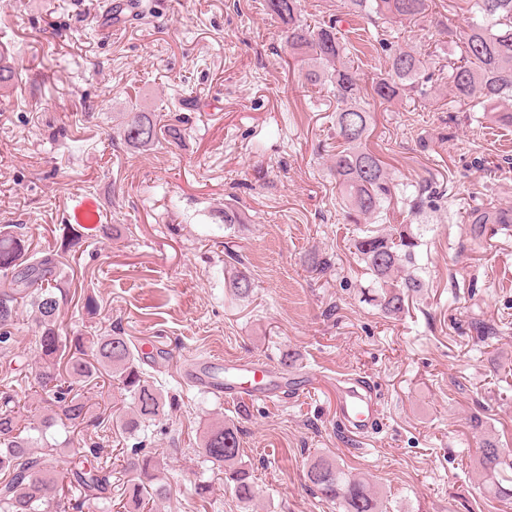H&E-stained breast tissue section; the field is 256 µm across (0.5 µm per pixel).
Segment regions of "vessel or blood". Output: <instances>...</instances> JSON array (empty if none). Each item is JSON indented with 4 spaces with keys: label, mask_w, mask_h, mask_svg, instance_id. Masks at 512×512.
Listing matches in <instances>:
<instances>
[{
    "label": "vessel or blood",
    "mask_w": 512,
    "mask_h": 512,
    "mask_svg": "<svg viewBox=\"0 0 512 512\" xmlns=\"http://www.w3.org/2000/svg\"><path fill=\"white\" fill-rule=\"evenodd\" d=\"M181 374L195 386L221 394L237 395L247 393L252 397L266 400L278 395L284 389L276 377L265 374L262 363L249 359L240 361L234 375H226L224 360L218 355L184 360ZM377 412L375 402L356 387L340 384L336 387V416L350 431L365 433Z\"/></svg>",
    "instance_id": "vessel-or-blood-1"
}]
</instances>
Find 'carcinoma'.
I'll return each mask as SVG.
<instances>
[{"label": "carcinoma", "instance_id": "carcinoma-1", "mask_svg": "<svg viewBox=\"0 0 512 512\" xmlns=\"http://www.w3.org/2000/svg\"><path fill=\"white\" fill-rule=\"evenodd\" d=\"M432 0H344L348 13L377 17L393 25L429 16ZM470 14L464 32V56L460 64L448 67V85L460 104L512 102V0H466ZM270 15L281 24V35L293 57L308 64L306 82L332 86L336 101V153L331 155V172L352 224L375 220L404 194L386 172L384 162L367 146L371 112L363 104V87L343 42L337 22L310 26L298 19V0H266ZM432 75L427 60L415 49L398 48L388 56V67L371 85V97L390 103L411 94L427 96ZM124 142L139 147L158 140V124L149 112H130L119 128ZM474 224H510L512 218L500 209L472 216ZM420 237L408 226L378 231L359 238L355 249L366 270L378 285L373 300L384 315L397 318L409 307V298L424 288L422 279L407 271L416 263ZM0 275L9 288L0 291V348L8 349L15 328L18 300L30 299L40 329V366L35 381L45 392L37 424L22 434L21 411L8 393L0 394V512H47L60 507L63 499L77 506L97 501L112 502V466L99 460L95 449L78 457L73 466L59 470L58 444L46 441L56 428L98 427L82 388L99 385L104 375L119 382L129 398L120 419L119 431L134 436L164 413L171 404L162 386L145 376L139 349L119 333L105 336L63 337L57 320L68 292L52 283L53 262L48 257L28 255L24 235L0 234ZM231 287L236 297L246 299L252 292L249 276L239 271ZM207 461L222 468L243 509L250 510L256 499L252 472L243 465L240 436L236 426L222 421L211 424L201 440ZM480 467L495 493L512 498V489L501 486L498 476L512 469L499 441L483 436ZM167 463L158 456L139 455L122 464L125 493L130 509L139 512L149 503L166 500L172 488L165 476ZM306 477L326 500L336 502L342 512H383L379 497L367 484L354 478L331 456L311 460Z\"/></svg>", "mask_w": 512, "mask_h": 512}]
</instances>
